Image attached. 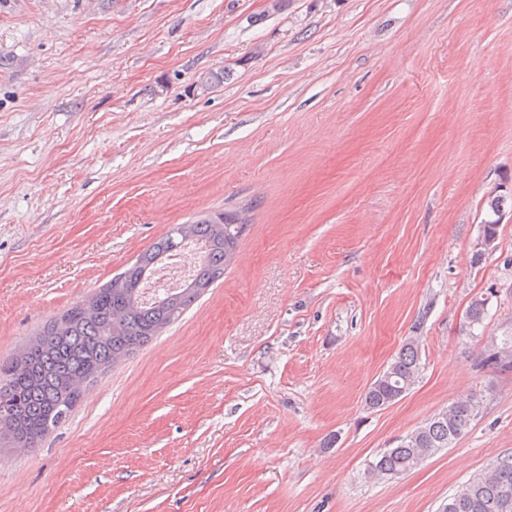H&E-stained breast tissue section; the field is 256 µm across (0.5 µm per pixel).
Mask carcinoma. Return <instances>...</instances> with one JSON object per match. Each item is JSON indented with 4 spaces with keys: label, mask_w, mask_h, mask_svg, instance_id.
<instances>
[{
    "label": "carcinoma",
    "mask_w": 512,
    "mask_h": 512,
    "mask_svg": "<svg viewBox=\"0 0 512 512\" xmlns=\"http://www.w3.org/2000/svg\"><path fill=\"white\" fill-rule=\"evenodd\" d=\"M245 219L236 211L206 214L187 225L189 234L172 229L122 273L88 297L90 310L77 303L47 321L8 361H0V447L28 453L79 405L83 390L71 383L94 382L110 365L134 354L178 320L206 291L224 277L235 259ZM200 241L205 253L197 272L179 291L150 305L141 300V284L187 241ZM486 299L475 298L468 309L469 327L482 324ZM481 364L512 370V336H493ZM421 369L418 344L408 339L387 369L370 384L364 404L383 409L416 383ZM479 412L472 396L460 398L367 463L370 477L396 478L418 468L426 458L451 446ZM444 512H512V458L476 475L449 499Z\"/></svg>",
    "instance_id": "obj_1"
}]
</instances>
